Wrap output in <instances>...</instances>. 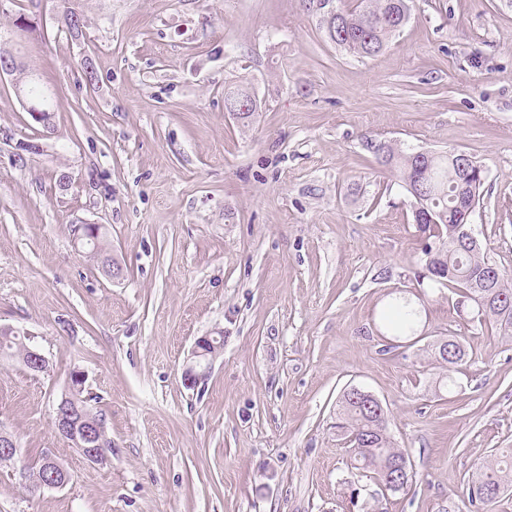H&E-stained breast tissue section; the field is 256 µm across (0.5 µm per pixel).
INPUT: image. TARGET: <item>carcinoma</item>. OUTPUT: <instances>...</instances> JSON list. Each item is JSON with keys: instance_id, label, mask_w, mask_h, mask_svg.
<instances>
[{"instance_id": "1", "label": "carcinoma", "mask_w": 512, "mask_h": 512, "mask_svg": "<svg viewBox=\"0 0 512 512\" xmlns=\"http://www.w3.org/2000/svg\"><path fill=\"white\" fill-rule=\"evenodd\" d=\"M335 4L336 20L341 22L335 45L356 57L380 53L410 16V0H335ZM365 147L383 165L399 173L402 187L409 194L421 192V199L413 200L412 217L424 239L422 253L429 280L454 289L457 295L454 309L460 318L512 333V272L491 262L482 245L468 248L455 241V228L464 223L453 179L455 151L433 152L422 159L397 142L385 144L382 150L372 141L366 142ZM381 319L400 339L399 346L418 338L421 309L413 299L394 298ZM457 347V359L448 361L450 392L457 387L453 373L467 356L463 344ZM338 407L345 436L355 437L349 443L353 468L375 479L384 464L400 462L406 466L407 479L399 486L388 487L387 493L405 491L413 482L409 450L395 447L387 428L376 429L375 420L368 418L356 404L341 398ZM488 487L497 489L500 495L512 488V457L490 458L479 465V473L467 494L473 512H489V507L497 502L495 497L481 495Z\"/></svg>"}]
</instances>
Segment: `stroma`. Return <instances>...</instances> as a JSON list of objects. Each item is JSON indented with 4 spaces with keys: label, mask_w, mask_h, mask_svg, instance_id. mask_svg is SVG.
Returning <instances> with one entry per match:
<instances>
[{
    "label": "stroma",
    "mask_w": 512,
    "mask_h": 512,
    "mask_svg": "<svg viewBox=\"0 0 512 512\" xmlns=\"http://www.w3.org/2000/svg\"><path fill=\"white\" fill-rule=\"evenodd\" d=\"M79 7L77 38L60 0L0 10V47L53 110L51 127L34 122L0 80V325L31 331L50 362L33 375L0 357V428L20 448L0 465V512H466L478 462L512 448V336L417 283L412 199L364 143L477 161L475 230L512 270V0H412L370 58L331 43L302 0ZM228 85L255 93L252 122L225 109ZM22 142L37 150L21 167ZM82 221L106 226L122 281L75 244ZM400 295L422 310L410 348L379 323ZM450 335L468 360L449 393L432 345ZM202 336L224 347L191 388ZM75 372L112 441L104 465L53 426ZM355 386L411 453L405 492L351 465L336 401ZM43 453L65 488L22 482Z\"/></svg>",
    "instance_id": "stroma-1"
}]
</instances>
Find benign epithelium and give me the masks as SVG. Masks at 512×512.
<instances>
[{
  "label": "benign epithelium",
  "mask_w": 512,
  "mask_h": 512,
  "mask_svg": "<svg viewBox=\"0 0 512 512\" xmlns=\"http://www.w3.org/2000/svg\"><path fill=\"white\" fill-rule=\"evenodd\" d=\"M12 77V85L16 95L23 102L29 101L27 81L18 74L15 56L8 50L0 51V76ZM100 225L82 222L74 229L76 240L90 246L99 232ZM220 348L218 337L202 336L197 339L192 353V361L183 372L184 381L189 386L205 375L210 360ZM24 367L34 373H43L49 368L48 358L33 343L25 346L21 355ZM86 379L82 374L71 376V385L55 403L53 408V424L56 432L70 441L84 458L94 465H103L109 460V452L103 444L109 441L103 420L94 415L85 405L82 397ZM18 445L15 438L0 428V464L15 462ZM21 480L28 489L40 491L45 488H62L66 485L67 469L60 461L49 454L37 466L19 470Z\"/></svg>",
  "instance_id": "benign-epithelium-1"
}]
</instances>
